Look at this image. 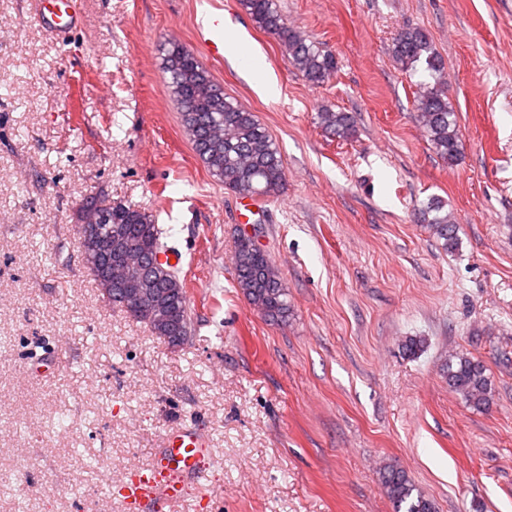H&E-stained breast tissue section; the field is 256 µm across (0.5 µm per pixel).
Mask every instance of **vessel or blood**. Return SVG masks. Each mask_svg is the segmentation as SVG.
<instances>
[{
	"instance_id": "1",
	"label": "vessel or blood",
	"mask_w": 512,
	"mask_h": 512,
	"mask_svg": "<svg viewBox=\"0 0 512 512\" xmlns=\"http://www.w3.org/2000/svg\"><path fill=\"white\" fill-rule=\"evenodd\" d=\"M36 19L47 30L65 33L76 27V0H35ZM198 39L212 59L224 57V15L202 17ZM212 450L204 434L192 427L171 432L151 465L136 470L123 495L140 512H162L181 500L190 484L206 478Z\"/></svg>"
}]
</instances>
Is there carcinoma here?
Segmentation results:
<instances>
[{
    "label": "carcinoma",
    "instance_id": "1",
    "mask_svg": "<svg viewBox=\"0 0 512 512\" xmlns=\"http://www.w3.org/2000/svg\"><path fill=\"white\" fill-rule=\"evenodd\" d=\"M258 26L278 36L292 65L312 84H323L336 73V56L288 27L274 0H242ZM394 61L404 70L425 65L429 80L415 95L418 121L439 157L454 163L460 153V131L444 81L445 62L421 27L407 26L395 37ZM161 65L166 84L176 101L183 126L193 148L209 173L224 187L242 196L273 195L285 182V169L278 146L254 113L224 94L210 71L183 45L169 42ZM320 124L334 136L348 139L355 133L348 112L325 109ZM108 220L97 227L96 249L84 257V266L94 280L105 277L110 265L137 255L141 262L136 284L167 302L164 322L148 319L142 311L129 310L133 319L149 326L155 336H173L181 345L191 335V314L185 288L171 267L157 273V254L164 251L152 215L134 206L108 205ZM425 224L443 246H457V225L437 199L419 209ZM238 288L263 315L282 320L288 316L286 287L278 267L252 241L238 240L235 251ZM448 387L478 409L489 406L492 381L483 363L464 354H452L443 367ZM382 484L395 512H436L434 503L420 492L408 473L396 465L386 466Z\"/></svg>",
    "mask_w": 512,
    "mask_h": 512
}]
</instances>
